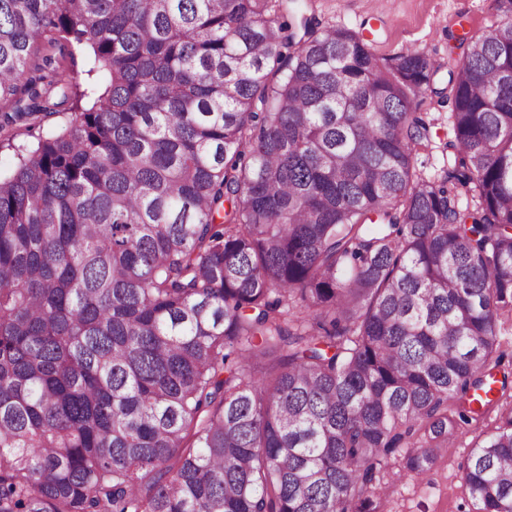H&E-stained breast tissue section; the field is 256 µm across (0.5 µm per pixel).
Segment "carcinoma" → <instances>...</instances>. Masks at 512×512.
Instances as JSON below:
<instances>
[{
  "label": "carcinoma",
  "instance_id": "cac0c4a2",
  "mask_svg": "<svg viewBox=\"0 0 512 512\" xmlns=\"http://www.w3.org/2000/svg\"><path fill=\"white\" fill-rule=\"evenodd\" d=\"M278 5L0 0V130L70 112L0 139V512H382L492 413L464 480L512 512V0L433 178L432 56ZM421 112L430 121V140L426 147L419 150L418 169L425 175L433 176L446 170L452 162L453 150L446 143L453 140L450 120L448 119V103H443L436 95L424 99ZM422 163V164H421ZM62 109H59L60 113L41 112L35 115L34 120L18 121L9 131L14 144L33 146L36 143V136L39 132H48L63 126L68 114H64L63 112L66 111ZM31 124L33 125L29 128Z\"/></svg>",
  "mask_w": 512,
  "mask_h": 512
}]
</instances>
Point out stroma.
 Here are the masks:
<instances>
[{"label": "stroma", "instance_id": "stroma-1", "mask_svg": "<svg viewBox=\"0 0 512 512\" xmlns=\"http://www.w3.org/2000/svg\"><path fill=\"white\" fill-rule=\"evenodd\" d=\"M300 11L290 14L314 18L318 28L342 26L363 35L373 52L389 58L409 47L429 52L440 69L434 77L435 95L424 99L421 110L431 123L430 140L419 150L421 171L442 172L452 162L449 108L438 97L448 83V48L460 33V21L485 28L497 20L491 0H300ZM477 430L460 425L455 441L439 456L426 477L407 474L402 460H392L382 476L391 485L384 512H469L463 464L477 440Z\"/></svg>", "mask_w": 512, "mask_h": 512}]
</instances>
